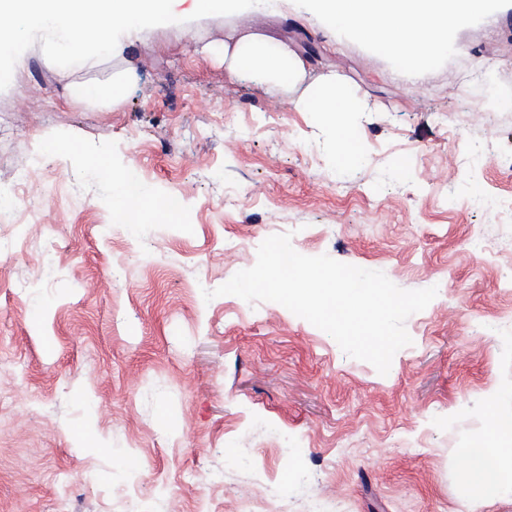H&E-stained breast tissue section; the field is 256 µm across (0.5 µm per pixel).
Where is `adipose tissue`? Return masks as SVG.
Returning <instances> with one entry per match:
<instances>
[{
    "label": "adipose tissue",
    "mask_w": 512,
    "mask_h": 512,
    "mask_svg": "<svg viewBox=\"0 0 512 512\" xmlns=\"http://www.w3.org/2000/svg\"><path fill=\"white\" fill-rule=\"evenodd\" d=\"M229 56L231 77L267 82L273 94L287 87L303 71L302 61L287 44L255 33L241 37ZM351 100L350 89L329 77L313 84L303 98L295 101L294 107L320 120L349 111ZM461 467L470 485L484 500L512 498V450L480 443L463 449Z\"/></svg>",
    "instance_id": "1"
}]
</instances>
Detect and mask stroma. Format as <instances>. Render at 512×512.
<instances>
[{
	"mask_svg": "<svg viewBox=\"0 0 512 512\" xmlns=\"http://www.w3.org/2000/svg\"><path fill=\"white\" fill-rule=\"evenodd\" d=\"M251 32L304 63L280 96L227 75L225 45ZM456 42L512 85V9ZM129 60L117 104L70 97ZM329 74L362 105L339 130L292 106ZM15 79L0 182L45 163L38 211L0 223V512H238L272 495L282 512L311 495L330 512H512L465 494L459 468L492 439L488 393L512 391V252L469 246L512 236L483 204H512V110L483 113L457 60L398 73L293 4L147 30L125 59L68 72L36 46ZM132 175L154 203H120ZM276 227L300 254L437 287L387 375L280 304L204 300Z\"/></svg>",
	"mask_w": 512,
	"mask_h": 512,
	"instance_id": "35a3bbf8",
	"label": "stroma"
}]
</instances>
